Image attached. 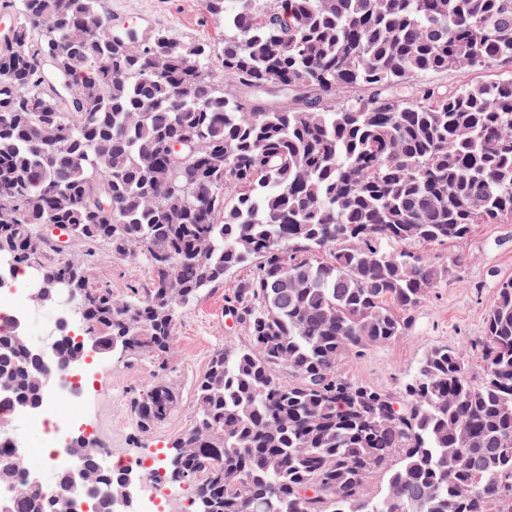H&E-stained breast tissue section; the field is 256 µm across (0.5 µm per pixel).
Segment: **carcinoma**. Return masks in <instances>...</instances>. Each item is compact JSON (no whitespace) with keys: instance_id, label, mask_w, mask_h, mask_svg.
Returning <instances> with one entry per match:
<instances>
[{"instance_id":"obj_1","label":"carcinoma","mask_w":512,"mask_h":512,"mask_svg":"<svg viewBox=\"0 0 512 512\" xmlns=\"http://www.w3.org/2000/svg\"><path fill=\"white\" fill-rule=\"evenodd\" d=\"M201 0L224 25L219 56L164 32L112 33L102 0H14L0 39V255L36 263L54 292L71 280L89 341L67 368L121 346L166 370L181 308L235 268L224 292L250 344L216 351L176 444L182 482L209 512H508L512 508V280L479 343L481 380L446 345L423 350L403 392L337 371L384 345L452 274L417 247L512 224V73L443 91L429 73L512 68V0ZM265 87L288 88L254 96ZM195 152L172 166L169 145ZM144 259V292L89 287L91 254L69 256L39 227ZM54 257H46L47 252ZM299 282L292 288L285 278ZM288 372V378L281 372ZM6 403L36 408L43 361L0 335ZM175 393L159 378L132 406L141 429ZM386 478L379 496L369 479ZM94 512L124 475L97 474ZM73 487L14 490L11 512H66Z\"/></svg>"}]
</instances>
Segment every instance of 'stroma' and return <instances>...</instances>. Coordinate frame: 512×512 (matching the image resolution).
Listing matches in <instances>:
<instances>
[{
  "label": "stroma",
  "instance_id": "35a3bbf8",
  "mask_svg": "<svg viewBox=\"0 0 512 512\" xmlns=\"http://www.w3.org/2000/svg\"><path fill=\"white\" fill-rule=\"evenodd\" d=\"M112 18L132 21L153 17L155 27L178 42L207 40L219 43L222 25L206 14L200 0H104ZM92 284L110 289L123 301L148 279L145 262L119 259L109 245L97 244ZM464 265L430 298L414 309L408 325L394 341L370 348L363 355L343 358L339 370L349 379L390 393H400L413 373L422 348L445 345L461 353L480 376L482 364L475 346L484 333L488 308L500 284L512 279V224H479L462 243L436 248L441 258L455 253ZM245 269L228 273L223 285L206 289L186 307L164 374L175 390L169 416L141 430L131 405L150 387L154 364L149 356L132 359L121 350L92 359L88 393L70 405L81 418L80 430L94 439L107 457H129L151 464L156 482L140 478L135 489L137 512H196L198 505L187 484L172 481L169 461L174 446L194 424L195 385L213 353L225 342L249 344L244 326L224 314V291L245 276Z\"/></svg>",
  "mask_w": 512,
  "mask_h": 512
}]
</instances>
